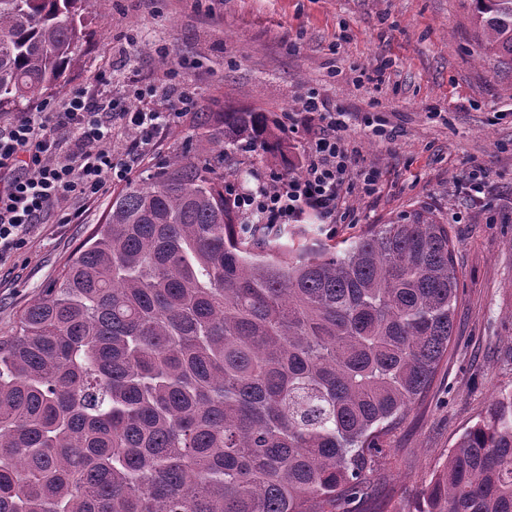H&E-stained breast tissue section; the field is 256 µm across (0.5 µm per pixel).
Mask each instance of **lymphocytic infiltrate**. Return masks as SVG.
Instances as JSON below:
<instances>
[{"label":"lymphocytic infiltrate","mask_w":512,"mask_h":512,"mask_svg":"<svg viewBox=\"0 0 512 512\" xmlns=\"http://www.w3.org/2000/svg\"><path fill=\"white\" fill-rule=\"evenodd\" d=\"M174 99L164 111H129L98 102L85 89L70 91L61 105L43 103L34 112L8 113L0 124V262L25 249L40 216L62 212L67 224L82 213L69 210L71 197L98 201L108 189L126 182L131 164L111 149L115 120L125 122L134 139V157L149 154L160 136L197 110L194 89L170 69ZM307 122L318 127L308 145L303 171L258 181L255 189L232 196L235 209L261 224H299L309 216L336 221L340 191L348 175V155L336 137V115L315 95L302 100Z\"/></svg>","instance_id":"f902f5d3"}]
</instances>
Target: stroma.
I'll return each instance as SVG.
<instances>
[{
    "label": "stroma",
    "mask_w": 512,
    "mask_h": 512,
    "mask_svg": "<svg viewBox=\"0 0 512 512\" xmlns=\"http://www.w3.org/2000/svg\"><path fill=\"white\" fill-rule=\"evenodd\" d=\"M80 63L49 100L83 87L122 99L131 83L152 88L164 109L167 70L180 65L201 104L271 113L283 128L287 158L235 153L233 191L257 177L303 165L312 133L302 97L344 113L336 135L350 156L349 177L332 224L315 239L339 243L369 224L427 207L447 224L460 283L454 336L424 397L384 437L358 512H411L461 434L512 392V60L480 53L471 0H83ZM167 47L168 61L156 50ZM108 72L111 80L100 84ZM384 123L372 137L366 121ZM175 154L212 156L191 123L165 133L135 173ZM371 169L378 190L361 194ZM479 173L474 200L464 187ZM109 200H74L80 223L43 216L25 251L0 263V336L59 274Z\"/></svg>",
    "instance_id": "1"
}]
</instances>
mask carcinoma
<instances>
[{"instance_id":"obj_1","label":"carcinoma","mask_w":512,"mask_h":512,"mask_svg":"<svg viewBox=\"0 0 512 512\" xmlns=\"http://www.w3.org/2000/svg\"><path fill=\"white\" fill-rule=\"evenodd\" d=\"M81 0H0V112L77 63ZM512 56V0H473ZM209 160L112 195L0 336V512H354L383 438L452 341L459 278L429 208L339 244L237 222L229 151L283 154L266 112L200 108ZM416 512H512V394L460 437Z\"/></svg>"}]
</instances>
